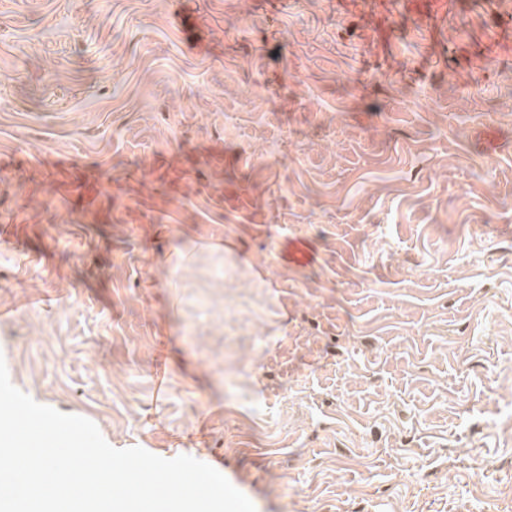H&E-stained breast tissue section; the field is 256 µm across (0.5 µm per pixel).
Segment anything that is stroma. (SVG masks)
Wrapping results in <instances>:
<instances>
[{
  "label": "stroma",
  "mask_w": 512,
  "mask_h": 512,
  "mask_svg": "<svg viewBox=\"0 0 512 512\" xmlns=\"http://www.w3.org/2000/svg\"><path fill=\"white\" fill-rule=\"evenodd\" d=\"M1 72L15 387L256 512H512V0H0ZM152 172H163L168 177V191L170 195H178L183 182L188 175L187 170L181 166L176 155H157L152 167Z\"/></svg>",
  "instance_id": "35a3bbf8"
}]
</instances>
